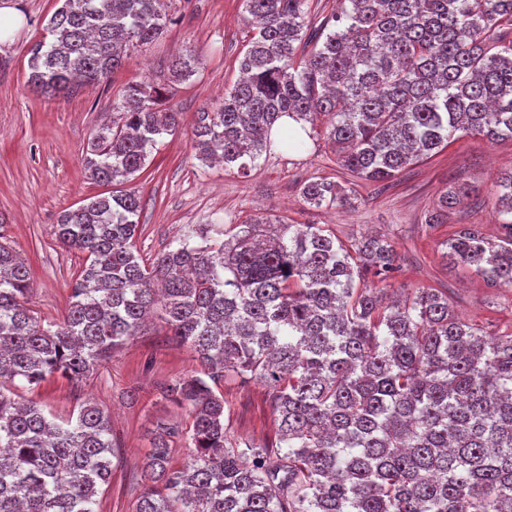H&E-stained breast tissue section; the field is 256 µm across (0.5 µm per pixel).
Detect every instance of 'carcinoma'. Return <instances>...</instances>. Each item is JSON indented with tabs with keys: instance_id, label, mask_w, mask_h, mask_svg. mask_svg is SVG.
<instances>
[{
	"instance_id": "carcinoma-1",
	"label": "carcinoma",
	"mask_w": 512,
	"mask_h": 512,
	"mask_svg": "<svg viewBox=\"0 0 512 512\" xmlns=\"http://www.w3.org/2000/svg\"><path fill=\"white\" fill-rule=\"evenodd\" d=\"M30 49L28 83L48 98L95 86L131 45L166 30L161 0H60ZM256 32L241 77L200 113L203 164L245 175L284 117L323 129L337 165L369 182L395 179L449 141L512 140V0H338L297 57L309 0H242ZM198 60L169 66L176 81ZM150 76L112 104L88 141L92 180L121 185L147 166L179 113ZM504 235L456 230L448 254L512 288V173L498 183ZM315 208L358 202L355 183L310 180ZM466 194L454 186L427 224ZM141 198L121 191L65 209L57 240L86 255L67 313L44 323L26 305L29 270L0 235V512H96L112 479L108 412L86 402L57 420L14 389L61 374L79 380L133 339L154 311L200 371L157 399L188 410L190 460L171 466L179 425L160 416L141 465L137 512H512V331L461 321L438 288L385 302L391 242L344 243L327 224L256 216L221 240L198 232L147 264L134 251ZM269 388L277 450L241 445L224 427L226 378Z\"/></svg>"
}]
</instances>
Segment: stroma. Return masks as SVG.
<instances>
[{
    "mask_svg": "<svg viewBox=\"0 0 512 512\" xmlns=\"http://www.w3.org/2000/svg\"><path fill=\"white\" fill-rule=\"evenodd\" d=\"M18 30L0 36V235L6 236L30 268V307L39 318L60 320L71 286L84 260L55 237L59 213L83 200L106 196L110 186L88 179L87 143L129 83L150 73L165 85V107L180 112V125L165 136L148 167L129 181L142 201L141 232L135 246L151 259L201 224L227 230L254 215L287 224H327L343 241L365 234L388 238L399 256L392 285L438 288L448 293L455 312L490 334L512 330V289L492 285L463 267L453 266L443 246L448 235L468 224L488 238L501 237L497 186L512 170V140L463 136L428 160L409 166L390 183L358 182L355 207H310L300 195L309 179L344 180L325 139H307L300 151H287L272 139L248 175L223 165L201 166L192 132L203 109L218 104L239 79V61L252 32L242 0H166L170 19L162 37L129 50L123 66L94 87L74 86L67 96L50 99L31 91V46L57 7V0H11ZM194 56L193 76L168 86L167 68L178 56ZM466 183L469 195L448 213L445 223L428 226L446 188ZM194 353L176 346L161 323H154L113 353L79 382L56 379L31 391L30 398L56 417L78 413L86 400L107 409L118 443L112 481L98 496V512H136L142 492L137 475L150 448V429L161 415L189 427L186 410L157 401L156 388L193 374ZM230 408L229 434L238 441L275 448L277 430L268 389L253 381L220 386Z\"/></svg>",
    "mask_w": 512,
    "mask_h": 512,
    "instance_id": "obj_1",
    "label": "stroma"
}]
</instances>
